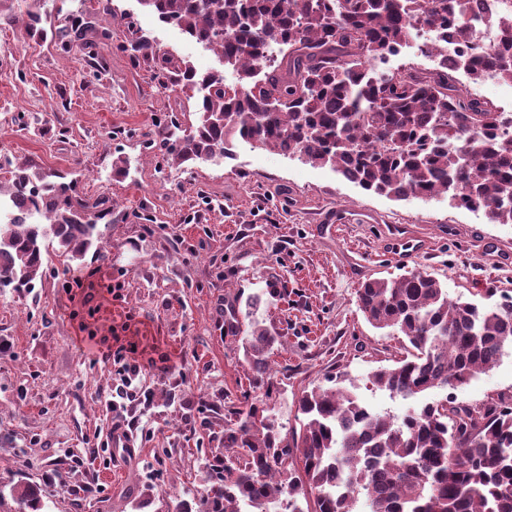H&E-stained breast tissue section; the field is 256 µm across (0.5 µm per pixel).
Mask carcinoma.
Segmentation results:
<instances>
[{
	"label": "carcinoma",
	"mask_w": 512,
	"mask_h": 512,
	"mask_svg": "<svg viewBox=\"0 0 512 512\" xmlns=\"http://www.w3.org/2000/svg\"><path fill=\"white\" fill-rule=\"evenodd\" d=\"M141 0L157 19L174 24L236 74L198 70L162 51L127 25V50L171 85L178 111L198 114L188 128L164 121L146 135V150L170 168L217 156L241 144L329 166L363 190L394 199L447 196L512 224V134L506 113L448 76V59L433 45L431 70L404 66L374 72L407 45L412 21L468 37L478 23L505 37L488 60H459L477 83L490 67L512 85V16L473 12L468 0ZM90 22L59 30L63 42L91 45ZM0 198L35 209L45 222L0 223V289L32 292L50 254L76 270L101 248L100 222L112 223V200L89 197L57 173L7 161ZM366 321L405 337L390 365L371 383L392 397L420 399L400 417L373 411L347 388H315L298 399L299 426L281 437L265 410L234 411L224 449L208 459L212 482L195 504L175 512H352L366 496L367 512H512V395L480 405L452 398L426 401L437 387H458L497 366L512 348V295L491 305L462 298L431 273L415 268L395 279H371L357 292ZM252 388L277 391L269 353L277 337L240 327ZM44 486L26 476L0 489V512H42Z\"/></svg>",
	"instance_id": "1"
}]
</instances>
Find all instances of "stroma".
Returning <instances> with one entry per match:
<instances>
[{"instance_id":"obj_1","label":"stroma","mask_w":512,"mask_h":512,"mask_svg":"<svg viewBox=\"0 0 512 512\" xmlns=\"http://www.w3.org/2000/svg\"><path fill=\"white\" fill-rule=\"evenodd\" d=\"M14 16L0 41V146L16 163L75 177L80 191L109 197L112 222L88 301L101 322H129L138 345L171 358L166 379L146 374L148 406H130L143 435L134 456L103 452L109 420L100 402L120 364L96 362L69 316L67 279L48 265L32 292L0 291V485L52 468L45 512H167L210 483L204 449L224 446L228 407L251 400L290 428L301 391L347 373L371 409L404 414L409 404L368 380L400 337L374 329L356 301L361 284L420 266L449 298L512 294V224L446 197L395 200L368 193L330 167L247 146L219 163L166 167L142 147L168 110L144 62L125 52L129 16L157 45L200 70L216 56L161 23L139 0H112L116 21L95 18L91 0H9ZM92 17V53L58 41L74 13ZM425 249L396 262L395 239ZM120 296L102 302L101 291ZM251 312L279 336L270 361L278 391H250L240 342L224 335V314ZM512 395V353L490 372L433 399L475 405ZM96 485L85 494L86 485Z\"/></svg>"}]
</instances>
